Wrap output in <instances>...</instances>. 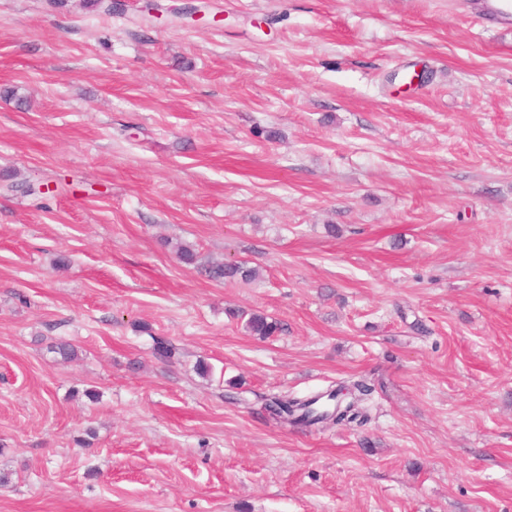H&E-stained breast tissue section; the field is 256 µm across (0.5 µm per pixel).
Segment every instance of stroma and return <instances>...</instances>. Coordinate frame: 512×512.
I'll list each match as a JSON object with an SVG mask.
<instances>
[{
    "label": "stroma",
    "instance_id": "stroma-1",
    "mask_svg": "<svg viewBox=\"0 0 512 512\" xmlns=\"http://www.w3.org/2000/svg\"><path fill=\"white\" fill-rule=\"evenodd\" d=\"M207 2L0 0V512H512V24ZM246 329L252 336L267 338L283 330L282 325L262 313L252 312L246 321ZM345 387L346 393H344ZM373 391V385L365 379H360L346 386L337 385L335 389L305 399L288 398V395L271 396L266 399L265 409L272 419L297 429H311L326 421H333L334 424L361 423L364 416L359 402L371 395ZM325 398L327 401L334 402L333 407L320 411L315 406Z\"/></svg>",
    "mask_w": 512,
    "mask_h": 512
}]
</instances>
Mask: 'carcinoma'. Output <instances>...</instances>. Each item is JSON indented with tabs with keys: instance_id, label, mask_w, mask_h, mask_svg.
I'll use <instances>...</instances> for the list:
<instances>
[{
	"instance_id": "cac0c4a2",
	"label": "carcinoma",
	"mask_w": 512,
	"mask_h": 512,
	"mask_svg": "<svg viewBox=\"0 0 512 512\" xmlns=\"http://www.w3.org/2000/svg\"><path fill=\"white\" fill-rule=\"evenodd\" d=\"M214 274L248 282L257 277L258 271L244 263H236L219 268ZM246 329L253 336L267 338L281 332L282 325L262 313L252 312L246 321ZM373 391V385L360 379L305 399L272 396L266 399L265 409L272 419L297 429H311L327 421L336 424L358 423L363 418L359 402Z\"/></svg>"
}]
</instances>
